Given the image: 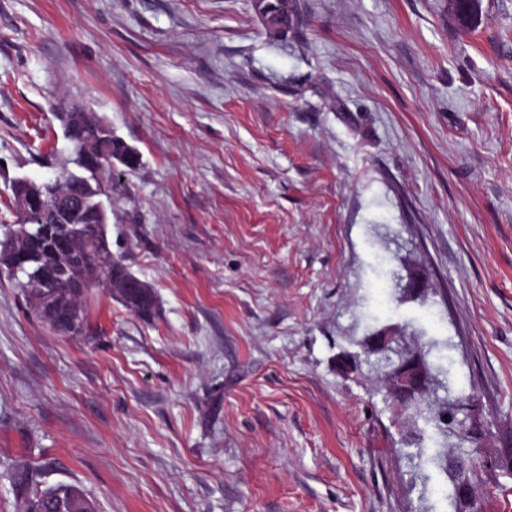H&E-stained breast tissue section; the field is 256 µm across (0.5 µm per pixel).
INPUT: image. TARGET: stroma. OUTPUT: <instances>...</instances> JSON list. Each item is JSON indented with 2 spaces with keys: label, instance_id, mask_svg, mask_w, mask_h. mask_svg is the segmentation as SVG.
Instances as JSON below:
<instances>
[{
  "label": "stroma",
  "instance_id": "stroma-1",
  "mask_svg": "<svg viewBox=\"0 0 512 512\" xmlns=\"http://www.w3.org/2000/svg\"><path fill=\"white\" fill-rule=\"evenodd\" d=\"M296 3L272 34L252 0H0V225L71 154L55 112L91 109L140 157L112 254L157 297L94 291L65 336L0 275V512L23 467L97 512H457L402 451L446 440L336 366L388 326L472 393L477 493L512 512V0L467 29Z\"/></svg>",
  "mask_w": 512,
  "mask_h": 512
}]
</instances>
